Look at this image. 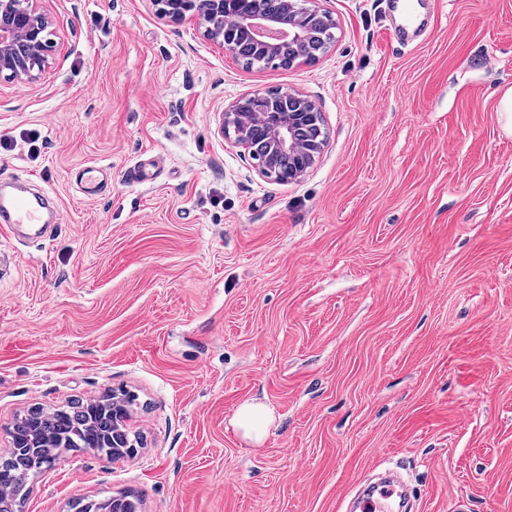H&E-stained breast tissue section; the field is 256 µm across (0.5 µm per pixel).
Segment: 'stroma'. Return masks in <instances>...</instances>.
Masks as SVG:
<instances>
[{
	"label": "stroma",
	"instance_id": "35a3bbf8",
	"mask_svg": "<svg viewBox=\"0 0 512 512\" xmlns=\"http://www.w3.org/2000/svg\"><path fill=\"white\" fill-rule=\"evenodd\" d=\"M319 0V60L245 68L151 0H39L50 63L0 79V179L60 224L0 238V457L30 408L127 389L144 446L63 452L22 512L131 490L145 512H338L400 465L419 512H512V0ZM310 95L328 145L261 179L218 132L246 94ZM37 131L36 143L26 134ZM103 166L86 199L72 169ZM153 173L132 181L133 167ZM257 400L262 445L231 419ZM275 421L273 409L253 401L241 403L231 420L234 430L246 441L261 445Z\"/></svg>",
	"mask_w": 512,
	"mask_h": 512
}]
</instances>
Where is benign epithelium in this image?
Here are the masks:
<instances>
[{
	"instance_id": "benign-epithelium-1",
	"label": "benign epithelium",
	"mask_w": 512,
	"mask_h": 512,
	"mask_svg": "<svg viewBox=\"0 0 512 512\" xmlns=\"http://www.w3.org/2000/svg\"><path fill=\"white\" fill-rule=\"evenodd\" d=\"M38 0H0V75L13 81L33 79L34 71L48 65L52 45L50 21ZM159 14L174 21L190 16L203 36L238 61L265 53L255 65H267L274 56L283 67L319 59L335 40L336 19L315 5V0H153ZM218 131L241 155L252 161L257 175L268 181H299L312 169L325 149L328 134L322 113L308 95L295 91L250 93L220 113ZM112 405L114 431L112 459L135 454L121 449L119 435L129 431L128 409L122 398L101 397L85 402L96 411Z\"/></svg>"
}]
</instances>
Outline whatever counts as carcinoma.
I'll return each mask as SVG.
<instances>
[{
	"instance_id": "carcinoma-1",
	"label": "carcinoma",
	"mask_w": 512,
	"mask_h": 512,
	"mask_svg": "<svg viewBox=\"0 0 512 512\" xmlns=\"http://www.w3.org/2000/svg\"><path fill=\"white\" fill-rule=\"evenodd\" d=\"M33 419L39 422L44 433L52 440L50 447H37L22 453L11 452L4 460L10 471V483L4 487L9 493V502L16 507L29 495L30 480L57 459L59 450H80L97 443V451L112 455V415L93 416L80 402L62 407V412L43 413L37 411Z\"/></svg>"
}]
</instances>
